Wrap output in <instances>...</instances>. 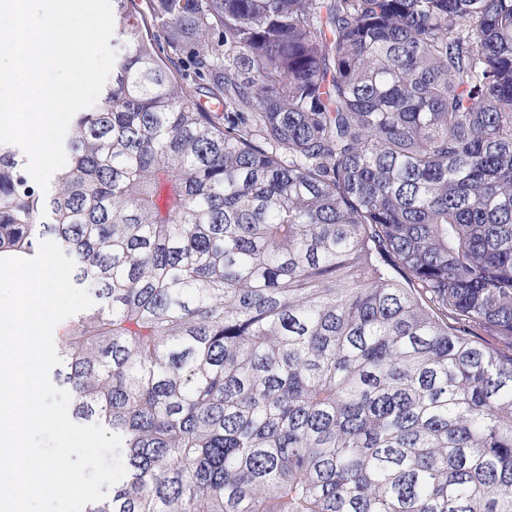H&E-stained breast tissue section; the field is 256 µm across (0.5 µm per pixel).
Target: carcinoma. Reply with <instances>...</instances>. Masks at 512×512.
Here are the masks:
<instances>
[{
	"label": "carcinoma",
	"instance_id": "obj_1",
	"mask_svg": "<svg viewBox=\"0 0 512 512\" xmlns=\"http://www.w3.org/2000/svg\"><path fill=\"white\" fill-rule=\"evenodd\" d=\"M150 5L52 195L0 144V257L93 297L56 377L126 474L83 512H512V0Z\"/></svg>",
	"mask_w": 512,
	"mask_h": 512
}]
</instances>
